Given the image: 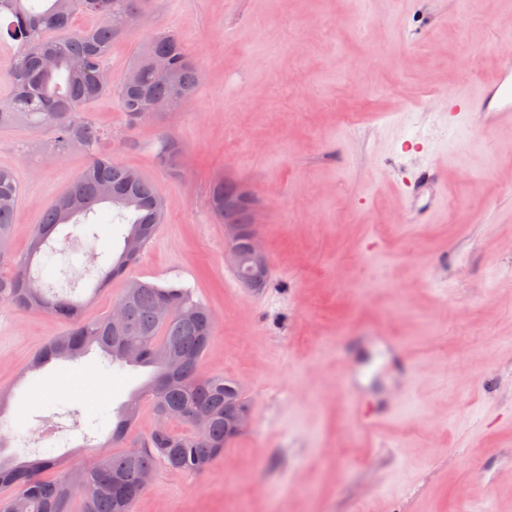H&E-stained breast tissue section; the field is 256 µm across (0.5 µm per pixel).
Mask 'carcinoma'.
<instances>
[{
    "mask_svg": "<svg viewBox=\"0 0 512 512\" xmlns=\"http://www.w3.org/2000/svg\"><path fill=\"white\" fill-rule=\"evenodd\" d=\"M141 0H0V42H10L15 58L8 72L11 97L0 102V129L33 126L40 129L61 152L73 145L83 148L90 163L69 188L45 206L33 225L26 252L16 254L11 235L20 186L13 171L0 168V266L13 269L0 276V302L27 311H41L68 329L54 337L34 358L28 372L35 373L53 360L76 361L91 348H99L112 365L150 369L143 385L130 393L118 411L108 448L88 465H62L54 457L21 461L0 453V512H134L144 493L142 478L160 465L170 471L197 473L206 470L229 442L230 417L249 403L234 383L222 376H205L201 364L215 330L212 310L194 298V291L179 282L141 281V287L124 290L113 313L94 321L82 318L85 302L73 299L66 289L46 288L33 265H46L54 252L48 241L62 225L71 236L89 231L96 207L109 203L116 218L126 225L119 250L94 251L91 264L99 284L127 274L163 222V200L158 188L101 150L104 131L90 116V106L112 91L127 124L134 126L155 116L150 104L169 100L173 108L188 102L199 87V70L173 34L148 42L135 57L138 71L134 85L114 87L100 76L112 43L123 36L126 24L141 13ZM99 16L102 24L89 32H73V15ZM181 153L172 139L163 142L158 159L163 165ZM234 182L215 184L211 203L215 217L224 224L252 228L254 201L241 198ZM91 232V231H89ZM98 238L96 232H91ZM154 416L186 428L159 432L151 429L131 437L143 404ZM57 470L51 480L44 473Z\"/></svg>",
    "mask_w": 512,
    "mask_h": 512,
    "instance_id": "cac0c4a2",
    "label": "carcinoma"
}]
</instances>
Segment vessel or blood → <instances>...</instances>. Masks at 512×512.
<instances>
[{"label":"vessel or blood","mask_w":512,"mask_h":512,"mask_svg":"<svg viewBox=\"0 0 512 512\" xmlns=\"http://www.w3.org/2000/svg\"><path fill=\"white\" fill-rule=\"evenodd\" d=\"M495 77L475 86L465 85L448 97V121L456 124L475 112H493L512 121V52L500 54Z\"/></svg>","instance_id":"obj_1"}]
</instances>
